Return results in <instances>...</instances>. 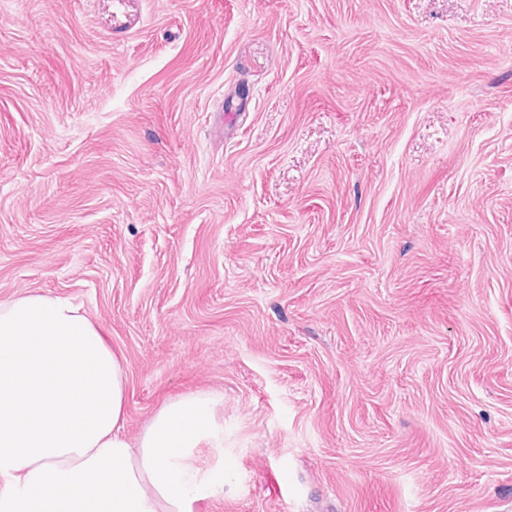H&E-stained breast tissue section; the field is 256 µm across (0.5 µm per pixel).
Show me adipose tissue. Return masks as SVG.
<instances>
[{
    "label": "adipose tissue",
    "instance_id": "obj_1",
    "mask_svg": "<svg viewBox=\"0 0 512 512\" xmlns=\"http://www.w3.org/2000/svg\"><path fill=\"white\" fill-rule=\"evenodd\" d=\"M125 389L81 306L0 301V512H196L223 493L221 398L177 396L132 441Z\"/></svg>",
    "mask_w": 512,
    "mask_h": 512
}]
</instances>
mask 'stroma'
Returning <instances> with one entry per match:
<instances>
[{
    "label": "stroma",
    "instance_id": "stroma-1",
    "mask_svg": "<svg viewBox=\"0 0 512 512\" xmlns=\"http://www.w3.org/2000/svg\"><path fill=\"white\" fill-rule=\"evenodd\" d=\"M26 293L223 396L198 512H512V0H0Z\"/></svg>",
    "mask_w": 512,
    "mask_h": 512
}]
</instances>
